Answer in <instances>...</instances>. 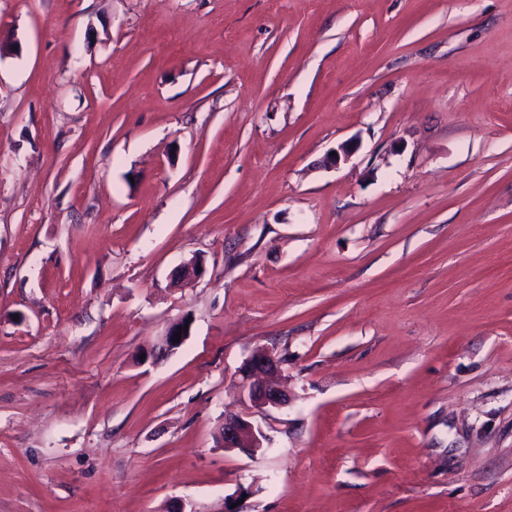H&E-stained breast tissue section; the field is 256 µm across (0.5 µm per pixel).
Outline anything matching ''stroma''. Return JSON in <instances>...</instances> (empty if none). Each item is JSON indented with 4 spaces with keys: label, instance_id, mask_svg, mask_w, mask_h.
I'll use <instances>...</instances> for the list:
<instances>
[{
    "label": "stroma",
    "instance_id": "1",
    "mask_svg": "<svg viewBox=\"0 0 512 512\" xmlns=\"http://www.w3.org/2000/svg\"><path fill=\"white\" fill-rule=\"evenodd\" d=\"M1 41L0 512H512V0H0ZM185 325H188V329H185ZM179 327H182V333L180 341H175V334L179 332ZM189 335V323L186 320H178L170 323L167 327L165 335L162 337L161 343L158 346L157 353L154 352L150 356L153 358H158V356H163L165 354L172 353L176 349H178L186 337ZM280 368L281 360L272 351L254 352L240 370L244 401L248 400L251 407L257 410L288 407V391L268 383L269 376L277 373ZM263 439V432L249 420L248 415L225 413L216 444L219 448L238 449L254 456L263 449Z\"/></svg>",
    "mask_w": 512,
    "mask_h": 512
}]
</instances>
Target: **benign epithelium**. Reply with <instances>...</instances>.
I'll return each instance as SVG.
<instances>
[{"instance_id": "1", "label": "benign epithelium", "mask_w": 512, "mask_h": 512, "mask_svg": "<svg viewBox=\"0 0 512 512\" xmlns=\"http://www.w3.org/2000/svg\"><path fill=\"white\" fill-rule=\"evenodd\" d=\"M187 324L186 320L170 323L158 351L151 354V357L163 356L178 349L189 335V330L185 329ZM178 332L181 333V338L177 341L175 334ZM280 368L281 360L269 350L254 352L241 367L243 399L249 401L251 407L262 410L281 409L289 405L288 391L268 383L269 376L278 372ZM263 439V432L249 420V416L226 413L216 444L219 448L238 449L254 456L263 449Z\"/></svg>"}]
</instances>
